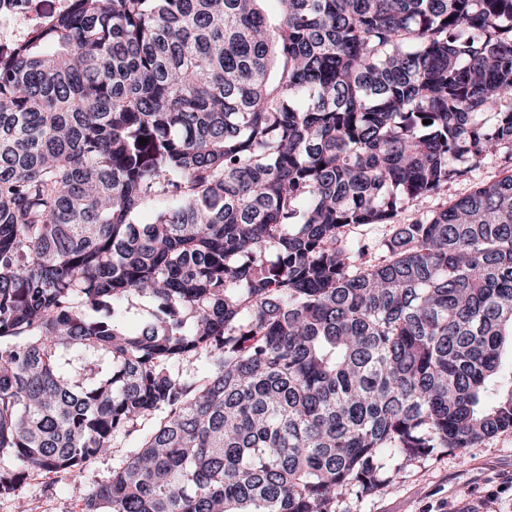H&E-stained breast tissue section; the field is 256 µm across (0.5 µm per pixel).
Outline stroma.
<instances>
[{"instance_id": "35a3bbf8", "label": "stroma", "mask_w": 512, "mask_h": 512, "mask_svg": "<svg viewBox=\"0 0 512 512\" xmlns=\"http://www.w3.org/2000/svg\"><path fill=\"white\" fill-rule=\"evenodd\" d=\"M504 164L501 156L482 160L470 178L427 199L426 208L447 204L475 183L494 179ZM131 446L130 439L117 437L111 454L89 463L74 481L34 475L23 491L29 512H80L91 487L111 477ZM336 512H512V429L479 447L404 465L381 493L348 495L337 503Z\"/></svg>"}]
</instances>
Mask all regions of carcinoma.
I'll return each mask as SVG.
<instances>
[{
	"label": "carcinoma",
	"instance_id": "1",
	"mask_svg": "<svg viewBox=\"0 0 512 512\" xmlns=\"http://www.w3.org/2000/svg\"><path fill=\"white\" fill-rule=\"evenodd\" d=\"M262 2L67 0L0 43L20 509L118 434L81 512H336L512 429V163L397 222L512 160V0ZM504 165L507 164L505 163L503 153L498 157L493 156L482 160L475 166L470 178L451 183L448 185V189L432 198H428L426 203L423 204V208L425 209L420 207L421 212L449 203L456 197L467 193L475 183L494 179Z\"/></svg>",
	"mask_w": 512,
	"mask_h": 512
}]
</instances>
